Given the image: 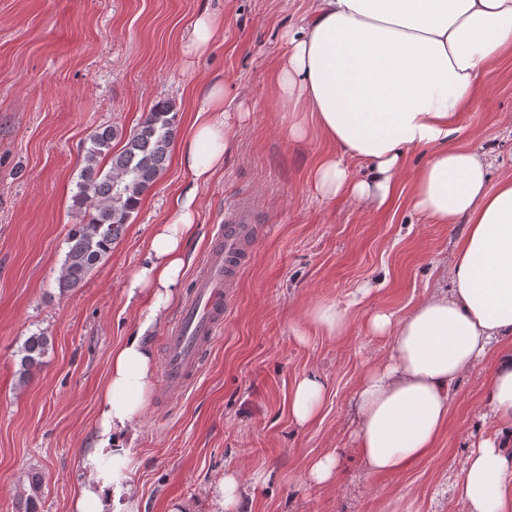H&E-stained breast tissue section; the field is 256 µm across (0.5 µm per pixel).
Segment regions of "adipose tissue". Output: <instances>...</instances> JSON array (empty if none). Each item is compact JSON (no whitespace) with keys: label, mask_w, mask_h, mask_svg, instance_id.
<instances>
[{"label":"adipose tissue","mask_w":512,"mask_h":512,"mask_svg":"<svg viewBox=\"0 0 512 512\" xmlns=\"http://www.w3.org/2000/svg\"><path fill=\"white\" fill-rule=\"evenodd\" d=\"M281 39L271 82L276 102L295 110L283 118L288 135L302 140L315 130L337 146L311 174L314 196L380 209L406 188L431 223L463 227L449 287L432 289L403 315L377 311L365 320L391 348L357 383L354 452L367 474H397L433 448L461 377L512 338V177L491 181L485 151L451 144L455 117L475 102L485 68L512 55V0H316ZM248 115L224 85L212 84L177 146L190 184L128 275L126 299L143 309L112 350L71 512H137L131 442L154 389L150 336L190 263L198 190L223 169ZM420 149L429 150L427 161L408 169V154ZM352 159L369 164L367 177L355 176ZM367 294L358 288L346 302L307 308L298 337L311 330L343 339L351 309ZM325 391L314 375L294 384L297 425L319 418ZM484 409L494 429L466 456L454 489L464 512H512V354L494 364Z\"/></svg>","instance_id":"1"}]
</instances>
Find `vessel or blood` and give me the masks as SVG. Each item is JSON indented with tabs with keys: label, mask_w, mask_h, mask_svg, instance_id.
Returning <instances> with one entry per match:
<instances>
[{
	"label": "vessel or blood",
	"mask_w": 512,
	"mask_h": 512,
	"mask_svg": "<svg viewBox=\"0 0 512 512\" xmlns=\"http://www.w3.org/2000/svg\"><path fill=\"white\" fill-rule=\"evenodd\" d=\"M259 233L250 207L240 204L210 246L194 290L163 340V399L178 396L197 377L206 352L224 326V315L239 276L251 261Z\"/></svg>",
	"instance_id": "1"
}]
</instances>
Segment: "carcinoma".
<instances>
[{"instance_id": "cac0c4a2", "label": "carcinoma", "mask_w": 512, "mask_h": 512, "mask_svg": "<svg viewBox=\"0 0 512 512\" xmlns=\"http://www.w3.org/2000/svg\"><path fill=\"white\" fill-rule=\"evenodd\" d=\"M175 104L169 99L156 101L138 125L124 131L114 125L95 130L84 146L85 165L79 174L74 202H94L86 223L79 224L68 238V251L58 280L63 292L78 288L122 235L126 224L147 193L166 170L170 148L177 134ZM124 145L113 152L112 142ZM109 159L105 170L100 159ZM49 346L43 333L27 337L20 349L19 382H28L41 365ZM42 479L29 480L20 512H38Z\"/></svg>"}]
</instances>
